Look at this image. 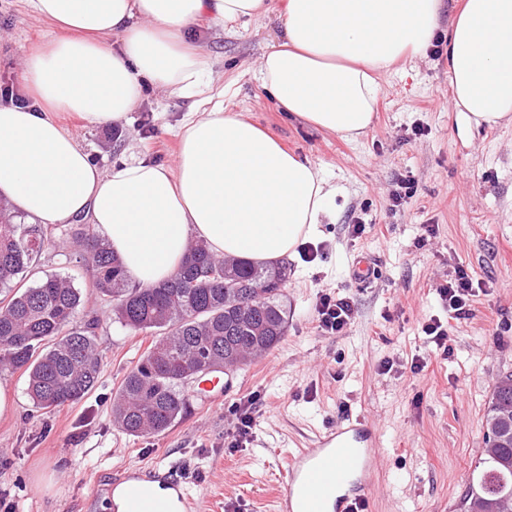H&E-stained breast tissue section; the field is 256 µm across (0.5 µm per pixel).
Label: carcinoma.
I'll use <instances>...</instances> for the list:
<instances>
[{"mask_svg": "<svg viewBox=\"0 0 512 512\" xmlns=\"http://www.w3.org/2000/svg\"><path fill=\"white\" fill-rule=\"evenodd\" d=\"M55 229L79 244L93 271L94 292L112 302L115 319L153 337L112 403L113 420L131 436L164 432L182 418L187 371L224 365L232 371L248 357L271 351L285 336L283 267L219 257L195 240L170 280L131 290L119 258L92 225ZM49 242L40 225L15 222L0 202V286L9 288L16 276L33 272ZM86 303L81 289L60 276L0 301V365L26 375L38 411L72 405L99 382V320L92 315L73 325ZM484 420L507 439L488 441L462 498V512H512V498L502 499L499 489L503 478L512 485L511 379L493 391Z\"/></svg>", "mask_w": 512, "mask_h": 512, "instance_id": "obj_1", "label": "carcinoma"}]
</instances>
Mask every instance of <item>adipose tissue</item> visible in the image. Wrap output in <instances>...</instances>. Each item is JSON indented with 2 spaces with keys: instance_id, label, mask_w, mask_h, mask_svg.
I'll return each instance as SVG.
<instances>
[{
  "instance_id": "adipose-tissue-1",
  "label": "adipose tissue",
  "mask_w": 512,
  "mask_h": 512,
  "mask_svg": "<svg viewBox=\"0 0 512 512\" xmlns=\"http://www.w3.org/2000/svg\"><path fill=\"white\" fill-rule=\"evenodd\" d=\"M283 39L258 79L289 117L356 138L372 124L378 76L425 57L442 0H282ZM64 29L20 70L29 106L0 104V199L45 226L88 219L141 288L169 279L191 239L253 263L293 257L332 218L323 172L241 115L202 95L206 57L186 34L267 13L266 0H30ZM445 59L460 133L512 123V0H464ZM196 97L172 164L109 170L54 118L125 121L146 91Z\"/></svg>"
}]
</instances>
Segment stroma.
I'll return each instance as SVG.
<instances>
[{"label": "stroma", "mask_w": 512, "mask_h": 512, "mask_svg": "<svg viewBox=\"0 0 512 512\" xmlns=\"http://www.w3.org/2000/svg\"><path fill=\"white\" fill-rule=\"evenodd\" d=\"M269 2L267 15L226 31L196 30L195 40L211 64L213 87L233 86L225 109L257 122L339 189L333 220L283 261L287 332L270 353L220 375L218 404L199 394L164 433L133 437L113 423L112 402L151 339L113 320L109 302L94 299L102 373L80 402L37 412L26 376L0 371V386L15 401L0 416V498L14 501L18 512H101L110 485L133 472L179 478L192 512H274L289 453L350 413L364 416L377 436L382 463L371 512H459L485 448L493 387L512 371V125L459 135L448 66L433 57L381 75L373 124L358 140L289 119L256 78L282 31L281 0ZM59 35L28 0H0V86L16 83L27 53ZM191 103L151 92L115 130L70 112L55 118L99 169L130 157L169 164ZM417 126L424 129L418 136ZM407 173L418 192L393 207L394 181ZM358 219L367 226L359 236L353 233ZM426 224L437 225L438 233L421 247ZM362 254L377 267L366 286L352 276ZM458 265L480 283L466 320L450 318L435 292ZM37 272L68 276L83 292L92 290L77 248L57 238ZM338 291L352 297L357 316L346 333L330 336L318 331L314 308L320 294ZM432 317L448 329L449 355L425 343L422 326ZM415 356L428 362L417 373L410 369ZM386 359L393 368L384 374L378 366ZM253 392L262 404L252 439L247 447H230L232 410ZM46 476L50 488L39 489Z\"/></svg>", "instance_id": "stroma-1"}]
</instances>
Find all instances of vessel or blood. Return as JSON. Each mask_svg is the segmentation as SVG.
Instances as JSON below:
<instances>
[{
    "instance_id": "1",
    "label": "vessel or blood",
    "mask_w": 512,
    "mask_h": 512,
    "mask_svg": "<svg viewBox=\"0 0 512 512\" xmlns=\"http://www.w3.org/2000/svg\"><path fill=\"white\" fill-rule=\"evenodd\" d=\"M379 460L374 428L364 417L330 425L314 447L290 453L278 512H368Z\"/></svg>"
}]
</instances>
